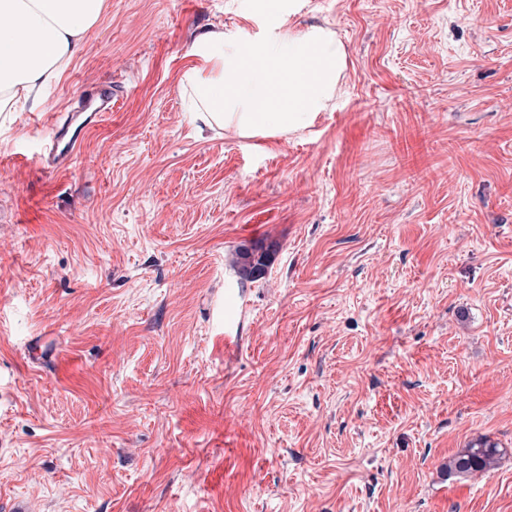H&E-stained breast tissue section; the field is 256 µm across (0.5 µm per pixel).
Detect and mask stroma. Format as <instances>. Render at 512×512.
<instances>
[{
    "label": "stroma",
    "instance_id": "1",
    "mask_svg": "<svg viewBox=\"0 0 512 512\" xmlns=\"http://www.w3.org/2000/svg\"><path fill=\"white\" fill-rule=\"evenodd\" d=\"M291 10L347 52L302 136L185 110L198 36L264 33L257 0H106L0 118V512H512V0ZM480 437L497 469L449 477ZM272 247L255 244L239 249L236 266L240 278L245 281H255L265 274V269L271 260Z\"/></svg>",
    "mask_w": 512,
    "mask_h": 512
}]
</instances>
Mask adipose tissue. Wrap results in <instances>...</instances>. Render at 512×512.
<instances>
[{"instance_id":"ef3b65f1","label":"adipose tissue","mask_w":512,"mask_h":512,"mask_svg":"<svg viewBox=\"0 0 512 512\" xmlns=\"http://www.w3.org/2000/svg\"><path fill=\"white\" fill-rule=\"evenodd\" d=\"M105 0H0V112L57 81L83 48ZM181 76L189 111L205 127L240 138L297 134L341 91L346 51L323 27L266 36L209 32Z\"/></svg>"}]
</instances>
